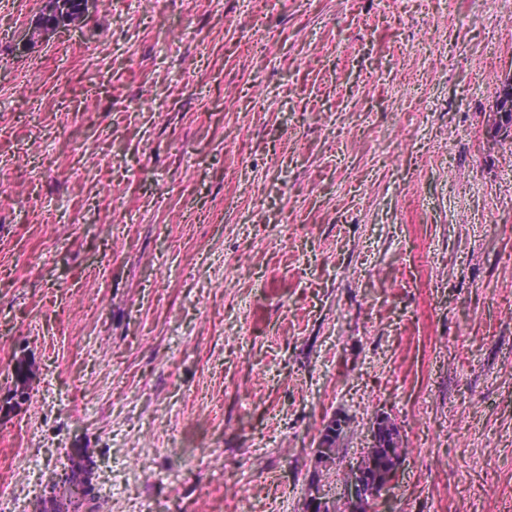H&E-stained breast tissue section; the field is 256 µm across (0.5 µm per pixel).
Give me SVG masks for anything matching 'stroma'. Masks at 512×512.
<instances>
[{
  "instance_id": "stroma-1",
  "label": "stroma",
  "mask_w": 512,
  "mask_h": 512,
  "mask_svg": "<svg viewBox=\"0 0 512 512\" xmlns=\"http://www.w3.org/2000/svg\"><path fill=\"white\" fill-rule=\"evenodd\" d=\"M43 5L0 0V499L90 448L99 512H305L385 414L381 512H512V0Z\"/></svg>"
}]
</instances>
